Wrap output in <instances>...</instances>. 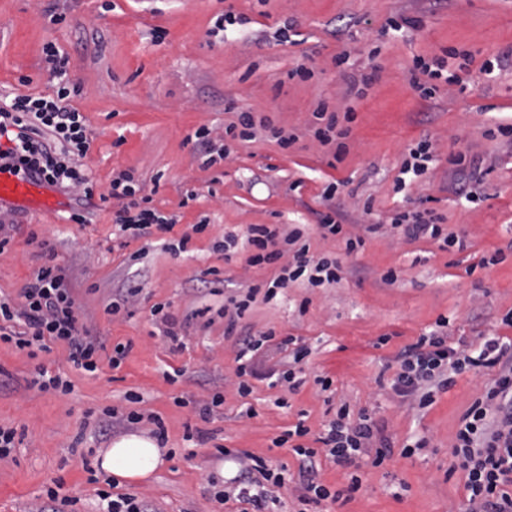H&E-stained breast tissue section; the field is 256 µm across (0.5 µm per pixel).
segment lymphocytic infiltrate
<instances>
[{"instance_id":"f902f5d3","label":"lymphocytic infiltrate","mask_w":512,"mask_h":512,"mask_svg":"<svg viewBox=\"0 0 512 512\" xmlns=\"http://www.w3.org/2000/svg\"><path fill=\"white\" fill-rule=\"evenodd\" d=\"M43 53L55 90L50 95L0 97V164L18 173L31 172L49 185L87 199L97 196L104 201L116 200L113 224L117 235L143 237L155 230H172L174 218L151 207V198L133 171L113 173L108 187L99 189L84 164L93 141L89 121L69 103L71 95L79 91L70 76L69 58L52 44L46 45ZM269 126L268 119L242 112L223 132L203 127L196 136L203 155L212 164L229 155L228 140H253L259 130ZM301 237L302 232L297 228L251 224L245 240L228 234L216 242V250L224 252L237 243H245L249 266L279 268L266 290L249 286L245 298L235 302L233 315L224 327L225 335L233 334L237 318L256 294H263L269 301L279 290L300 280L313 287L339 281V262L327 257L309 259L307 246L300 243ZM46 258V263L24 286L19 300L0 298V341L13 344L31 356L46 350L48 342L63 343L70 366L87 374L98 372L104 361L111 368H120L129 345L106 347L80 326L76 298L61 267L54 262V252H47ZM447 325L446 319H439L436 333L419 337L397 354L399 370L394 388L415 396L419 407L425 408L433 403L434 389L451 386L455 374L479 367L496 369L497 376L485 396L464 414L453 455L465 473L468 512H512V341L490 336L481 348L456 349L448 345L441 333ZM308 433V427L299 423L276 438L275 443L279 446L292 443L294 452L305 464L311 463L320 451L342 467L356 465L367 454L372 455L373 465L379 466L390 455L389 448H373L371 423L365 419L351 423L349 411L344 407L318 436V448L301 445V438Z\"/></svg>"}]
</instances>
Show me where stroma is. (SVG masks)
I'll list each match as a JSON object with an SVG mask.
<instances>
[{"mask_svg": "<svg viewBox=\"0 0 512 512\" xmlns=\"http://www.w3.org/2000/svg\"><path fill=\"white\" fill-rule=\"evenodd\" d=\"M234 24L216 31L218 19ZM419 19L393 30L392 22ZM288 28V41L277 32ZM69 57L79 86L72 103L84 112L93 143L84 160L94 180L134 170L153 206L174 217L171 231L113 238L111 203L95 202L89 221L73 224L58 212L5 208L15 226L0 254V295L19 300L51 250L75 290L79 322L106 346L131 344L120 369L95 375L67 364L65 345L31 358L0 344V426L24 430L12 460L0 463V512H35L45 490L77 498L76 512H95L97 484L81 460L149 423L102 427L105 408L118 406L164 421L170 452L150 477L126 481L119 492L145 498L157 512H245L232 499L217 502L241 473L239 454L286 468L275 512H295L303 494L299 460L274 440L304 422L315 439L341 405L352 418L369 417L376 446L390 448L378 467L352 469L318 454L315 472L331 489L361 484L349 500L310 505V512H466L464 474L452 454L460 419L496 377V369L467 371L419 408L392 389L396 354L448 320L452 347L477 346L496 334L512 338V0H0V95L52 91L42 61L46 44ZM457 48L471 56L465 91L437 80L433 98L411 83L416 58ZM496 61L485 72V61ZM309 79L288 78L296 66ZM351 113L346 151L314 136L319 105ZM268 118L272 130L234 142L227 158L204 164L195 141L201 126L223 131L239 113ZM294 134L281 147L272 131ZM430 141L428 171L395 183L410 147ZM461 164H454V157ZM483 169L474 201L456 192L463 169ZM330 202L321 195L328 185ZM371 210H364V203ZM331 209L361 246L347 251L340 237L322 236L318 214ZM436 209L441 239L411 240L388 224L397 211ZM205 223L204 232L192 227ZM250 224H299L311 257L337 259L338 283L296 282L266 302L256 300L224 334V304L248 285L273 279L276 267H249L243 254L215 251L225 233ZM190 235L187 251L172 250ZM395 282H385L387 272ZM220 294H211L214 278ZM139 286L132 305L107 308L120 289ZM169 304L182 323L173 348L151 309ZM274 330L311 354L296 389L238 376L239 341ZM66 371L68 394L34 386L39 369ZM181 375L170 381L166 371ZM329 388H322V380ZM250 387L240 397L239 384ZM141 395L138 404L128 393ZM224 403L209 417L199 409L214 394ZM254 417H246V408ZM426 438L427 447L404 454Z\"/></svg>", "mask_w": 512, "mask_h": 512, "instance_id": "stroma-1", "label": "stroma"}]
</instances>
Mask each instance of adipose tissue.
I'll return each mask as SVG.
<instances>
[{"instance_id": "1", "label": "adipose tissue", "mask_w": 512, "mask_h": 512, "mask_svg": "<svg viewBox=\"0 0 512 512\" xmlns=\"http://www.w3.org/2000/svg\"><path fill=\"white\" fill-rule=\"evenodd\" d=\"M166 456L155 438L133 433L112 441L99 452L102 470L120 480L148 478L163 464Z\"/></svg>"}]
</instances>
